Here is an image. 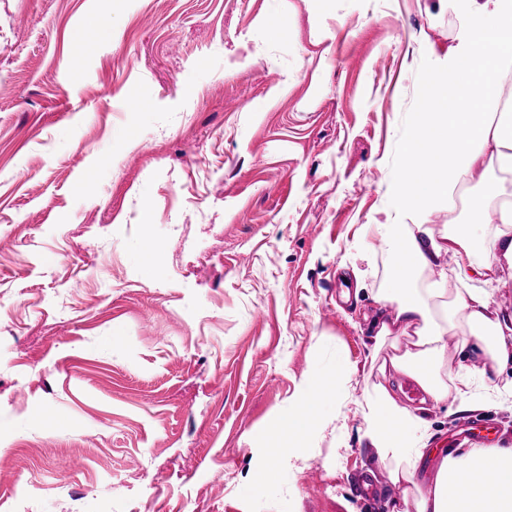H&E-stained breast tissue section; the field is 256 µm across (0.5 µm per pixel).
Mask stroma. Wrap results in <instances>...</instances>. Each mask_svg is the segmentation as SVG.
<instances>
[{
	"label": "stroma",
	"mask_w": 512,
	"mask_h": 512,
	"mask_svg": "<svg viewBox=\"0 0 512 512\" xmlns=\"http://www.w3.org/2000/svg\"><path fill=\"white\" fill-rule=\"evenodd\" d=\"M95 17L109 36L75 40ZM456 0H0V512H378L377 226ZM157 249L153 267L139 253ZM344 359L304 447L260 436ZM430 445L481 418L429 408ZM267 471L271 479L256 482Z\"/></svg>",
	"instance_id": "stroma-1"
}]
</instances>
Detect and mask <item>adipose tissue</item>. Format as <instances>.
I'll return each mask as SVG.
<instances>
[{
	"mask_svg": "<svg viewBox=\"0 0 512 512\" xmlns=\"http://www.w3.org/2000/svg\"><path fill=\"white\" fill-rule=\"evenodd\" d=\"M469 24L462 44L449 48L445 77H428L422 106L411 121L394 187L398 216L413 212L418 223L387 219L381 231L395 257L394 278L381 295L394 308L374 339L414 334L410 347L397 350L389 364L412 378L432 402L456 394L461 405L479 398L471 388L473 372L464 367L453 384L447 373L441 332L463 328L461 348L479 349L492 364L512 359V314L491 306L488 289L502 268L512 269V196L502 180L486 179L488 159L512 174V113L500 106L505 85L512 84V0H465ZM483 178L480 194L467 198L473 227L461 233L439 232L430 213L452 204L461 183ZM487 241L491 259H475L476 245ZM452 253V277L425 281L421 275L441 254ZM456 293H449V281ZM344 361L308 385L295 407L279 417L262 439L272 451L313 434L327 407L341 397ZM365 434L377 453L403 462L412 478L427 452L426 419L400 403L386 386L373 387L360 401ZM434 485L413 488L403 498L411 512H512V448L474 446L439 452ZM495 482H486V473Z\"/></svg>",
	"mask_w": 512,
	"mask_h": 512,
	"instance_id": "obj_1",
	"label": "adipose tissue"
}]
</instances>
